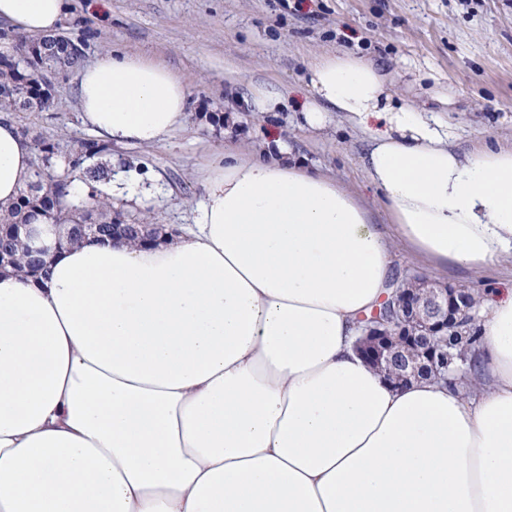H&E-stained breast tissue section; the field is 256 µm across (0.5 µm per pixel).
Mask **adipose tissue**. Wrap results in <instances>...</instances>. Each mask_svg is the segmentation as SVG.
Listing matches in <instances>:
<instances>
[{
    "mask_svg": "<svg viewBox=\"0 0 512 512\" xmlns=\"http://www.w3.org/2000/svg\"><path fill=\"white\" fill-rule=\"evenodd\" d=\"M69 0H0V24L57 32ZM310 126L363 129L397 238L330 174L225 152L170 236L0 269V512H512V289L484 317L476 395L395 387L354 348L404 245L432 267L512 259V148L457 149L378 67L320 53ZM84 124L152 148L187 124L168 66L106 50L78 72ZM0 114V204L32 180Z\"/></svg>",
    "mask_w": 512,
    "mask_h": 512,
    "instance_id": "1",
    "label": "adipose tissue"
}]
</instances>
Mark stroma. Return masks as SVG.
I'll use <instances>...</instances> for the list:
<instances>
[{"instance_id":"35a3bbf8","label":"stroma","mask_w":512,"mask_h":512,"mask_svg":"<svg viewBox=\"0 0 512 512\" xmlns=\"http://www.w3.org/2000/svg\"><path fill=\"white\" fill-rule=\"evenodd\" d=\"M61 29L73 39L93 32L86 60L105 48L142 55L174 70L189 90L188 122L160 146H113L114 165L146 163L157 176L147 195L117 198L115 209L162 226L193 221L204 197L200 175L225 148L291 156L359 194L374 223L387 218L361 158L366 135L331 112L310 127L301 105L311 95L308 64L320 52L379 63L404 99L438 109L437 91L455 93L444 118L463 151L512 147V0H110L106 15L71 0ZM275 85L285 98L259 114L245 104L253 87ZM54 107L20 115L32 134L68 145L93 138L78 111L75 74L56 83ZM399 276L420 275L493 293L512 285V262L479 273L434 269L397 248Z\"/></svg>"}]
</instances>
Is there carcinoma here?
Instances as JSON below:
<instances>
[{
	"label": "carcinoma",
	"mask_w": 512,
	"mask_h": 512,
	"mask_svg": "<svg viewBox=\"0 0 512 512\" xmlns=\"http://www.w3.org/2000/svg\"><path fill=\"white\" fill-rule=\"evenodd\" d=\"M84 40H73L62 33L31 39L12 40V52L0 53V110L3 112H46L52 101L33 87L37 78L50 81L81 65L84 54L78 47ZM37 154L33 160V179L19 192L12 206L0 216V246L13 245L4 265L26 277L38 276L39 259L26 252L19 236L23 225L35 215L47 224L58 227L69 244L86 241L77 232L81 224L98 225V235L112 236L115 224H141L138 218L128 219L120 212H112V195L101 185L108 180V171L97 166L95 160L112 154V144L101 139H87L73 149H65L48 137L33 138ZM80 179L87 192L78 196L73 181ZM460 316L448 329L431 340L436 351H449L448 382L456 385L455 371L474 368L471 355L481 342L479 324L487 313L483 294L460 286L456 290Z\"/></svg>",
	"instance_id": "carcinoma-1"
}]
</instances>
